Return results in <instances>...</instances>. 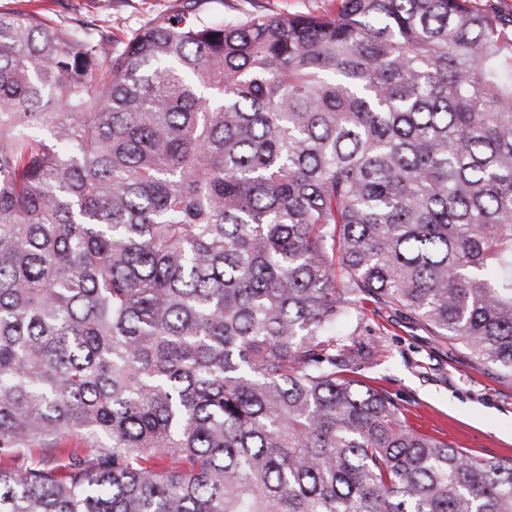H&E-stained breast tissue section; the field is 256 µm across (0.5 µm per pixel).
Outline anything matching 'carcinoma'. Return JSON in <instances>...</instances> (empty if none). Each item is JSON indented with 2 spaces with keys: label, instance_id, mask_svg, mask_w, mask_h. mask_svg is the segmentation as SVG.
<instances>
[{
  "label": "carcinoma",
  "instance_id": "obj_1",
  "mask_svg": "<svg viewBox=\"0 0 512 512\" xmlns=\"http://www.w3.org/2000/svg\"><path fill=\"white\" fill-rule=\"evenodd\" d=\"M200 2L0 11V512H512L336 345L365 295L512 381V18ZM184 4L185 0H0V11H40L64 24L80 20L102 37L111 55L140 27L176 15ZM335 0H207L202 12L211 19L243 18L249 14H322L334 10Z\"/></svg>",
  "mask_w": 512,
  "mask_h": 512
}]
</instances>
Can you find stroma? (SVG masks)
<instances>
[{"mask_svg":"<svg viewBox=\"0 0 512 512\" xmlns=\"http://www.w3.org/2000/svg\"><path fill=\"white\" fill-rule=\"evenodd\" d=\"M185 0H0V11H39L56 21L88 24L106 50L122 47L145 24L181 12ZM334 0H205L211 19L255 13L322 14ZM341 343L369 350L360 373L387 390L409 422L488 461L512 458V384L496 380L411 313L362 301L337 329Z\"/></svg>","mask_w":512,"mask_h":512,"instance_id":"35a3bbf8","label":"stroma"}]
</instances>
